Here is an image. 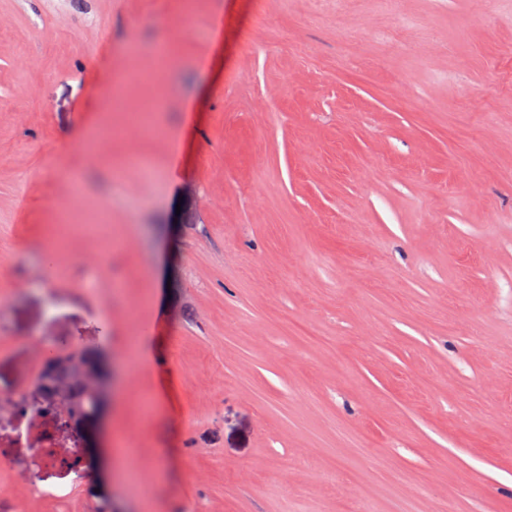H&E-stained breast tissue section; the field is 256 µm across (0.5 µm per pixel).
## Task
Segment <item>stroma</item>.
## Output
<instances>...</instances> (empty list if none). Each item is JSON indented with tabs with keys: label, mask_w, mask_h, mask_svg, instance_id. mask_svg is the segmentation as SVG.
Returning a JSON list of instances; mask_svg holds the SVG:
<instances>
[{
	"label": "stroma",
	"mask_w": 512,
	"mask_h": 512,
	"mask_svg": "<svg viewBox=\"0 0 512 512\" xmlns=\"http://www.w3.org/2000/svg\"><path fill=\"white\" fill-rule=\"evenodd\" d=\"M508 44L512 0H0V395L94 353L90 446L31 435L114 449L73 485L0 415V512H394L381 453L415 512H512Z\"/></svg>",
	"instance_id": "1"
}]
</instances>
